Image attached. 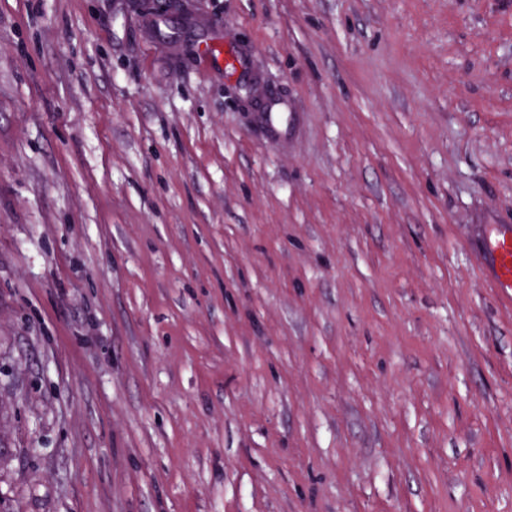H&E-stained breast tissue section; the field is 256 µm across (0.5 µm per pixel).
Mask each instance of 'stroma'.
Here are the masks:
<instances>
[{"label": "stroma", "mask_w": 512, "mask_h": 512, "mask_svg": "<svg viewBox=\"0 0 512 512\" xmlns=\"http://www.w3.org/2000/svg\"><path fill=\"white\" fill-rule=\"evenodd\" d=\"M502 224L512 0H0V512H512ZM487 260L492 288L512 300V227L502 228L491 239Z\"/></svg>", "instance_id": "35a3bbf8"}]
</instances>
